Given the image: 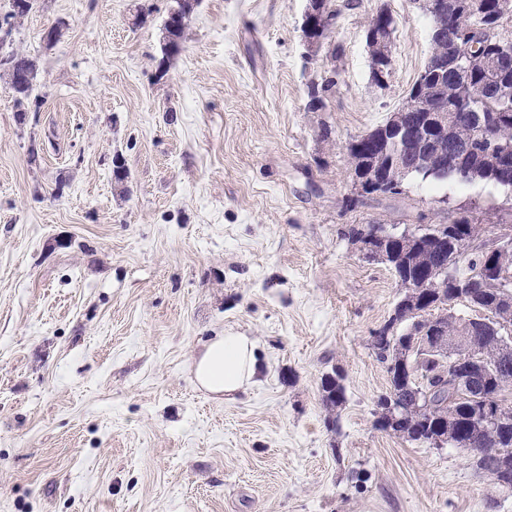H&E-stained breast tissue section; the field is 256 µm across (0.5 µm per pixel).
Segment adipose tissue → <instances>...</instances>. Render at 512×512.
Here are the masks:
<instances>
[{
	"label": "adipose tissue",
	"mask_w": 512,
	"mask_h": 512,
	"mask_svg": "<svg viewBox=\"0 0 512 512\" xmlns=\"http://www.w3.org/2000/svg\"><path fill=\"white\" fill-rule=\"evenodd\" d=\"M193 369L200 389L218 399L233 398L258 378L255 341L233 332L215 337L199 352Z\"/></svg>",
	"instance_id": "obj_1"
}]
</instances>
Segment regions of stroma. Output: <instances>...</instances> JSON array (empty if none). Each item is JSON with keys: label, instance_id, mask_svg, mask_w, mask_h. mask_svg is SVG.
<instances>
[{"label": "stroma", "instance_id": "1", "mask_svg": "<svg viewBox=\"0 0 512 512\" xmlns=\"http://www.w3.org/2000/svg\"><path fill=\"white\" fill-rule=\"evenodd\" d=\"M332 4L334 57L305 42L306 0H196L173 55L175 0H35L15 19L0 0V57L40 73L20 101L0 66V512H512L472 455L375 427L371 337L402 290L344 236L463 207L489 237L512 191L411 177L347 207L345 145L405 102L430 26L413 0ZM383 9L379 87L366 30ZM228 331L261 371L217 401L193 358ZM322 401L326 408L337 409L344 401V387L335 377L328 376L322 381Z\"/></svg>", "mask_w": 512, "mask_h": 512}]
</instances>
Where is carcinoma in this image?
<instances>
[{"instance_id": "carcinoma-1", "label": "carcinoma", "mask_w": 512, "mask_h": 512, "mask_svg": "<svg viewBox=\"0 0 512 512\" xmlns=\"http://www.w3.org/2000/svg\"><path fill=\"white\" fill-rule=\"evenodd\" d=\"M453 7L441 20L428 16L430 25L451 31L464 47L471 41L481 46V52L472 58L458 50H448V37L431 39V54L451 62L448 76L441 79L424 69L413 84L406 101L399 108L408 112L411 103L418 97H425V103L432 112L448 113V127L453 135L462 141L474 143L475 153L464 158L461 165L474 171V175L462 178L450 172L448 177L461 184L472 181H494L482 172L486 162L482 153L495 146L512 150V31L508 30L509 19L500 16L496 0H481L482 6L472 5L473 0H449ZM318 23L311 36L316 39V48H321L330 32L336 11L331 0H320L317 9ZM395 30V20L388 17L386 27H380L379 15H374L367 32H376L390 40ZM497 57L501 60L498 80L492 82L481 67L482 59ZM0 65L8 70L11 88L19 98L31 95L38 80L37 62L28 55L11 53L0 58ZM334 80L327 78L311 86L309 109L316 112L326 106L327 92ZM479 114L481 123H458L454 114L462 110ZM485 126L492 140L480 139V126ZM350 177L358 178L365 185L372 184L369 178V163L353 148L346 149ZM451 229L461 238L478 240L482 234L480 225L473 222L468 211L462 209L453 216ZM399 286L408 279L419 280L424 287L416 294H403L406 305L402 308L401 322L388 339L379 340L376 356L387 372H395L403 364L417 363L415 377L390 378L389 390L377 403L375 426L383 431L401 436L408 441L433 444L437 437L447 438V445L471 454L477 466L489 473L493 481L504 489H512V407L506 404L504 394L499 402L505 412L501 424L493 430H481L473 423L475 407L468 400L458 403L453 413H448L446 396L438 397L428 412L414 409L416 393L431 387L448 384L447 360L427 352L418 353L415 346L404 342L411 332L430 333L435 329L457 339V347L472 346L478 349L486 363L496 368L503 377L512 378V352L503 354L496 339L497 332L488 325L479 326L471 317L449 313L443 316L437 312L461 301L472 312L490 319L502 310L512 308V293L507 294L489 285H476L468 289L464 299L457 298L456 279L484 270L482 255L472 253L462 261L453 249L421 238L411 245H401L397 256L389 261ZM396 397L403 405L405 414L397 425L389 423L384 415L388 398ZM322 401L333 410L344 401V387L335 377L328 376L322 381Z\"/></svg>"}]
</instances>
